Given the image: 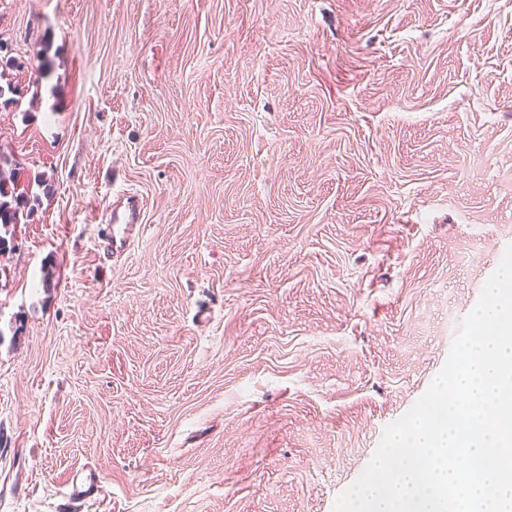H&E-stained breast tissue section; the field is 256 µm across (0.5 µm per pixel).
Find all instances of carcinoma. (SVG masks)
Wrapping results in <instances>:
<instances>
[{
	"label": "carcinoma",
	"mask_w": 512,
	"mask_h": 512,
	"mask_svg": "<svg viewBox=\"0 0 512 512\" xmlns=\"http://www.w3.org/2000/svg\"><path fill=\"white\" fill-rule=\"evenodd\" d=\"M48 49L49 44H43L37 53V76L31 84L33 99L38 95L39 79L45 76L49 68ZM16 177L15 159L11 154L0 150V253L14 250L15 227L27 223L33 216L36 206L40 205L39 195L18 191Z\"/></svg>",
	"instance_id": "obj_1"
}]
</instances>
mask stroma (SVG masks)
Masks as SVG:
<instances>
[{
	"label": "stroma",
	"mask_w": 512,
	"mask_h": 512,
	"mask_svg": "<svg viewBox=\"0 0 512 512\" xmlns=\"http://www.w3.org/2000/svg\"><path fill=\"white\" fill-rule=\"evenodd\" d=\"M0 38L51 61L0 106L51 186L0 257V512H334L512 244V0H0ZM141 217V207L135 199L127 198L122 205L112 203L99 238L104 259L119 257L129 250L131 232L141 226Z\"/></svg>",
	"instance_id": "obj_1"
}]
</instances>
